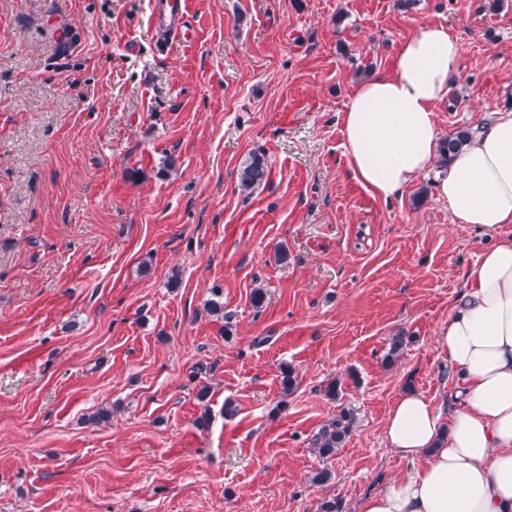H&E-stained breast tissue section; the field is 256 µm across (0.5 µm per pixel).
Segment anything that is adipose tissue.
I'll return each instance as SVG.
<instances>
[{
  "mask_svg": "<svg viewBox=\"0 0 512 512\" xmlns=\"http://www.w3.org/2000/svg\"><path fill=\"white\" fill-rule=\"evenodd\" d=\"M464 47L446 25H422L392 73L356 84L342 116L348 169L387 201L434 162V108L458 85ZM452 223L487 234L460 303L435 345L458 378L449 412L407 391L387 413L390 449L410 461L361 512H512V111L461 147L440 174Z\"/></svg>",
  "mask_w": 512,
  "mask_h": 512,
  "instance_id": "1",
  "label": "adipose tissue"
}]
</instances>
